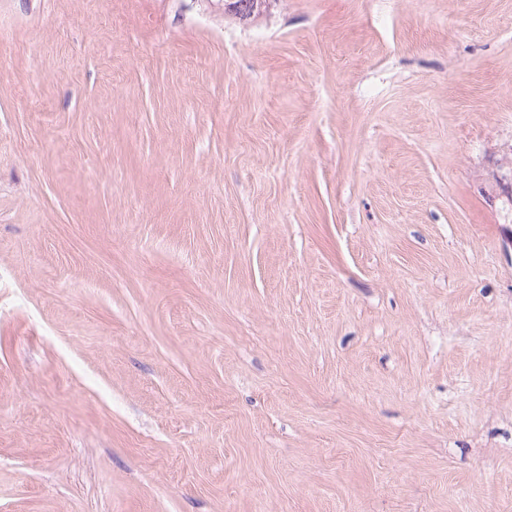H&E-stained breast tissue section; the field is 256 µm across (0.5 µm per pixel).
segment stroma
Here are the masks:
<instances>
[{
  "label": "stroma",
  "instance_id": "35a3bbf8",
  "mask_svg": "<svg viewBox=\"0 0 512 512\" xmlns=\"http://www.w3.org/2000/svg\"><path fill=\"white\" fill-rule=\"evenodd\" d=\"M0 512H512V0H0Z\"/></svg>",
  "mask_w": 512,
  "mask_h": 512
}]
</instances>
